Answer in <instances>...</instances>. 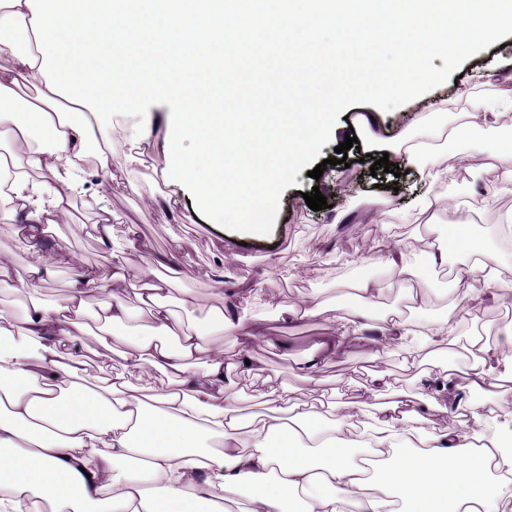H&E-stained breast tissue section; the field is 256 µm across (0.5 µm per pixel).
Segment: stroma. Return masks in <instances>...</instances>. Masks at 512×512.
<instances>
[{"label": "stroma", "mask_w": 512, "mask_h": 512, "mask_svg": "<svg viewBox=\"0 0 512 512\" xmlns=\"http://www.w3.org/2000/svg\"><path fill=\"white\" fill-rule=\"evenodd\" d=\"M432 68L435 78L429 82L407 73V80L418 86L409 98L341 101L336 107L335 129L325 131L316 151L293 165L266 230L251 237L240 233L238 215L203 211L193 187L167 177L164 148L178 112L185 107L182 100L149 96L143 99L139 111L115 109L101 113L98 127L107 138L105 156L91 158L90 164L95 167L100 161H107L112 182L104 191L91 182L80 187L74 199V222L48 228L42 236V246L63 248L74 259L73 264L62 265L54 279L44 284L43 299L54 302L65 296L74 265H92L102 276H109L110 267L103 259L106 249H121L135 238L143 247L129 254L131 269L158 259L175 260L182 271L177 290L197 293L199 307L184 314V321L206 324L209 311L224 306L230 289L258 287L273 298L274 304L251 307L247 313L264 335L286 344L282 350L262 342L251 345L250 351L263 364L266 375L301 400L318 391L328 396L346 393L361 404L371 403L366 371L374 362L364 354L356 336H348L343 352L323 366L318 383L298 375L299 362L318 337L331 328L348 284L357 278L373 279L382 288L377 299L380 309H398L413 320L424 322L442 317L452 307L456 272L471 263L466 252L458 249L449 253L446 264L431 265L427 253L417 246L426 235L428 223H435L438 233L444 235L459 214H467L487 250L503 258L508 255L500 228L512 219V185L500 186L491 200L486 199L482 187L494 180L497 169L512 166V117L500 120L498 133L505 148L491 156L474 148L475 141L487 136L488 130L472 105L480 102L496 106L512 100V31H504L494 44L474 42L452 60L436 56ZM287 82V70L266 68L241 78L239 85L253 111L279 113L297 108L296 100L285 89ZM431 112L447 127L462 123L472 126L469 138L435 140L440 164L448 170L438 190L453 197L455 207L420 211L418 203L428 187L415 166H408L406 173L398 177L383 171L371 174L374 161L384 153L380 147L348 150L346 164L335 167L338 178L334 189L326 194L328 208L314 211L307 206L303 195L317 184L310 176L311 170L334 157L336 147L344 142L359 115L371 114L377 132L390 141L402 136H424ZM145 128L150 131L146 138L141 135ZM131 154L140 160V179L134 184L129 183L126 174V158ZM98 199L113 214L112 244L108 247L90 230ZM366 210L381 211L380 222L341 221L342 216ZM401 240L411 244L407 252L409 275L405 278L370 259L383 246ZM421 280L430 281L429 291L422 300L410 301L405 292L407 285ZM304 300L320 304L321 313L314 318L288 321L289 308ZM449 364L455 365L459 376H466V364L453 361L444 345L423 348L415 365L408 364L396 349L384 358L389 380L412 395L408 410L416 415L415 427L421 433H430L448 423L447 398L436 397L425 407L419 394L423 374L438 373Z\"/></svg>", "instance_id": "1"}]
</instances>
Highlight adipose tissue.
<instances>
[{"instance_id": "obj_1", "label": "adipose tissue", "mask_w": 512, "mask_h": 512, "mask_svg": "<svg viewBox=\"0 0 512 512\" xmlns=\"http://www.w3.org/2000/svg\"><path fill=\"white\" fill-rule=\"evenodd\" d=\"M29 18L34 48L18 50L10 31ZM258 23L245 0H0V199L8 210L0 222L30 241L27 275L13 277V259L0 252V285L10 287L14 306L0 305V485L17 500L45 503L50 512H512V434H495L483 444L480 433H465L455 421L413 444L416 431L405 412L406 391L371 374L376 403L360 440L348 439L352 405L296 401L286 393H264L266 413L244 421L226 385L229 370L261 375L259 360L224 361V348L208 330L231 328L242 347L259 337L247 315H211V329L178 321L167 299L181 274L167 266L139 274L138 299L148 315L133 322L119 288L130 269L126 251L109 254L112 273L81 267L66 296L55 303L38 299L40 286L64 262L62 250L38 240L46 228L73 221L75 191L86 183L78 162L99 148L94 127L100 113L121 107L138 111L146 93L186 101L168 141L166 172L194 185L209 212L235 213L251 234L265 228L279 185L291 161L315 147L337 101L350 95L406 98L413 85L401 76L379 73L377 56L398 52L403 69L430 78V59L455 57L473 40L495 41L512 28V0H281L274 27L303 30L305 39L288 68V90L297 111L284 116L223 111L212 79L220 58L230 56L231 74L250 65L231 30L251 31ZM336 31L327 49L324 29ZM319 78L320 100L303 98L304 86ZM39 79L42 105L17 109V90ZM396 163L419 165L436 185L443 175L431 141L399 140ZM204 159L206 172L196 161ZM467 244L476 260L469 272L475 286L460 304L475 308L512 299V284L500 281L501 266L472 238L467 221L431 237L427 250L446 260ZM353 290L363 305L355 317L337 307L335 327L300 366L313 380L323 361L336 356L346 336L380 321V334L367 344L372 359L390 347L416 363L421 344L447 346L467 358V388L478 392L487 380L500 382L490 409L512 424V323L501 328L493 356L474 355L450 343L452 315L413 331L409 320L376 316L377 282L362 280ZM108 301L98 329L85 318L89 294ZM115 351L126 370L163 373L160 387L139 388L124 374L104 378L91 371L84 354L87 337ZM203 372H194L197 358ZM248 443H240L241 427ZM217 440L214 448L202 447Z\"/></svg>"}]
</instances>
